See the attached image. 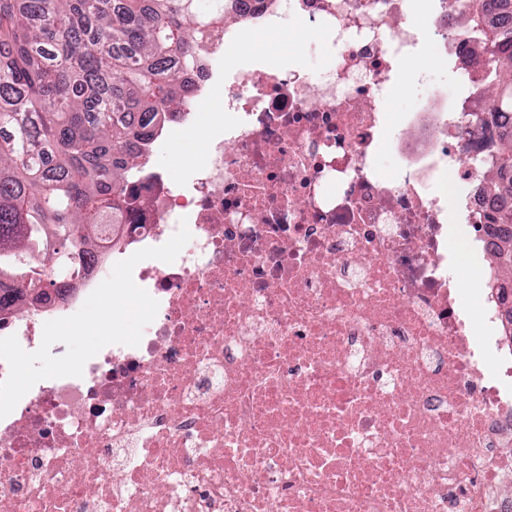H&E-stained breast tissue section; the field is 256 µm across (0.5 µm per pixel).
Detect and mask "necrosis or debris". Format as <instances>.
<instances>
[{"mask_svg":"<svg viewBox=\"0 0 512 512\" xmlns=\"http://www.w3.org/2000/svg\"><path fill=\"white\" fill-rule=\"evenodd\" d=\"M408 0H226L224 25L179 67L193 112L224 76L233 120L183 180L136 174L142 202L54 308L0 314L38 349L46 320L135 252L187 225L173 263L139 262L159 303L138 346L108 345L79 377L38 381L0 419V512H512V363L493 296L492 161L508 133L483 111L488 60L468 0L431 25ZM329 47L315 71L228 53L285 16ZM442 40L450 103L390 120L400 62ZM390 135L396 163L379 172Z\"/></svg>","mask_w":512,"mask_h":512,"instance_id":"obj_1","label":"necrosis or debris"}]
</instances>
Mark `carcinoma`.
Returning a JSON list of instances; mask_svg holds the SVG:
<instances>
[{"instance_id":"carcinoma-1","label":"carcinoma","mask_w":512,"mask_h":512,"mask_svg":"<svg viewBox=\"0 0 512 512\" xmlns=\"http://www.w3.org/2000/svg\"><path fill=\"white\" fill-rule=\"evenodd\" d=\"M199 0H0V310L54 302L58 281L27 275L37 252L62 274L117 236L147 165L153 127L185 105L172 63L190 61L224 10ZM468 34L495 62L491 117L512 112V0H469ZM499 244L491 290L512 338V139L494 161ZM18 287L6 288V282Z\"/></svg>"}]
</instances>
